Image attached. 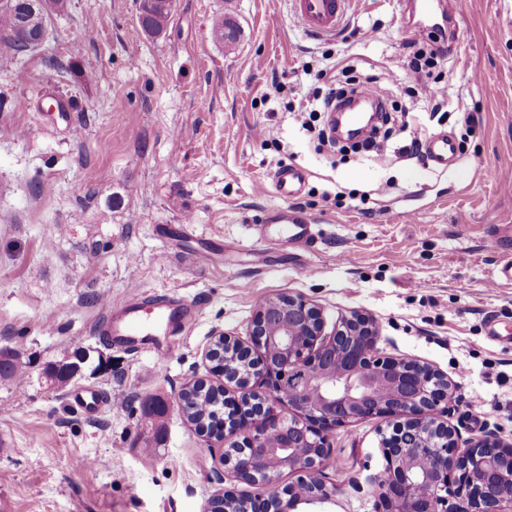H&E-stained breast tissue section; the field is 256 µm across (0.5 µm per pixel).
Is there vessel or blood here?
Returning <instances> with one entry per match:
<instances>
[{
	"label": "vessel or blood",
	"instance_id": "obj_1",
	"mask_svg": "<svg viewBox=\"0 0 512 512\" xmlns=\"http://www.w3.org/2000/svg\"><path fill=\"white\" fill-rule=\"evenodd\" d=\"M357 0H290L291 11L305 33L320 39H333L346 26ZM410 9L418 11L419 32L450 23L448 13L437 10L434 0H410ZM428 160L438 167L447 166L455 156L453 141L445 135L431 136L427 141ZM305 181L303 172L291 165L282 166L276 178V189L283 197L297 195ZM278 222L287 224L288 239L310 243L313 227L301 216L282 212ZM176 297L144 298L141 291H132L122 304L108 306L106 333L116 344L148 350L158 357L168 356L176 347V337L188 331L194 316L179 309Z\"/></svg>",
	"mask_w": 512,
	"mask_h": 512
}]
</instances>
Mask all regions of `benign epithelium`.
<instances>
[{
  "label": "benign epithelium",
  "mask_w": 512,
  "mask_h": 512,
  "mask_svg": "<svg viewBox=\"0 0 512 512\" xmlns=\"http://www.w3.org/2000/svg\"><path fill=\"white\" fill-rule=\"evenodd\" d=\"M252 345L212 336L206 358L227 375L229 359L245 365L242 387L257 379L282 407L281 415L253 428L228 412L217 427L194 426L212 448L232 452L217 460L236 477L267 488L245 502V512H286L301 501L324 503L336 494L322 478L328 436L342 423L371 416L395 420L382 438V469L368 476L372 512H512V448L493 441L461 449L448 425L447 377L426 363L375 354L371 319L353 313L329 333L320 309L300 295H280L256 309ZM262 351L252 356V348ZM203 378L178 396L213 389ZM297 475L283 508L279 478Z\"/></svg>",
  "instance_id": "benign-epithelium-1"
}]
</instances>
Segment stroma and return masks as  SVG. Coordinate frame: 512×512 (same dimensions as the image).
Segmentation results:
<instances>
[{"label": "stroma", "instance_id": "stroma-1", "mask_svg": "<svg viewBox=\"0 0 512 512\" xmlns=\"http://www.w3.org/2000/svg\"><path fill=\"white\" fill-rule=\"evenodd\" d=\"M454 16L448 109L417 103L384 157L337 153L287 107L298 88L325 94L318 73L344 55L371 63L394 96L417 85L402 65L414 25L404 0H360L350 25L369 35L345 40L306 35L289 0H174L156 36L137 0H68L48 10L41 44L0 53V351L26 369L21 386L0 377V512H207L220 490L261 494L202 465L208 443L177 400L207 376L211 335L249 342L258 304L282 294L302 295L330 325L366 314L380 353L447 375L460 447L512 445V286L489 284L512 256V239L491 244L512 225V0H456ZM225 18L235 42L212 36ZM412 134L448 135L454 161L402 156ZM286 164L306 174L292 198L275 189ZM339 191L359 197L338 204ZM282 209L309 217L314 245L286 239L273 220ZM135 286L196 310L165 361L100 334L107 305ZM491 321L500 340L486 334ZM79 348L89 359L72 388L103 396L93 417L41 377ZM155 395L168 406L164 438L145 448L140 406ZM390 425L335 427L336 494L303 512H370L367 477Z\"/></svg>", "mask_w": 512, "mask_h": 512}]
</instances>
